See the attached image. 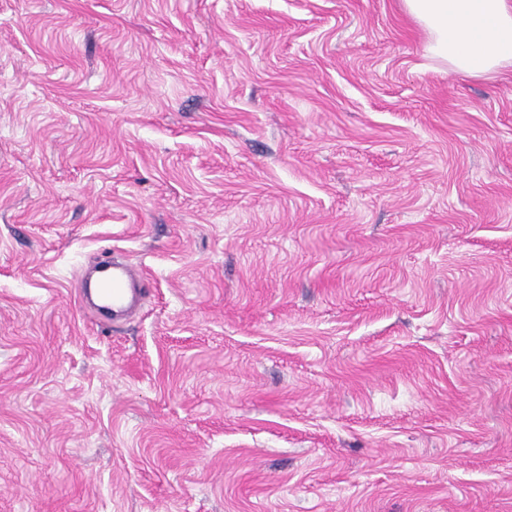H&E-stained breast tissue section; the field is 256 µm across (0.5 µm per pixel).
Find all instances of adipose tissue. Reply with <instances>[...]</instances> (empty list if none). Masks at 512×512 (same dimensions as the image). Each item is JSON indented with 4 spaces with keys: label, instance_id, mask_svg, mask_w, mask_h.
Here are the masks:
<instances>
[{
    "label": "adipose tissue",
    "instance_id": "ef3b65f1",
    "mask_svg": "<svg viewBox=\"0 0 512 512\" xmlns=\"http://www.w3.org/2000/svg\"><path fill=\"white\" fill-rule=\"evenodd\" d=\"M429 35L428 52L452 71L489 75L512 66V0H402Z\"/></svg>",
    "mask_w": 512,
    "mask_h": 512
}]
</instances>
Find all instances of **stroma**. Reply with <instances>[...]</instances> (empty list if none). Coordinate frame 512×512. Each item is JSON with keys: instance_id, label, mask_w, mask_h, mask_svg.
<instances>
[{"instance_id": "stroma-1", "label": "stroma", "mask_w": 512, "mask_h": 512, "mask_svg": "<svg viewBox=\"0 0 512 512\" xmlns=\"http://www.w3.org/2000/svg\"><path fill=\"white\" fill-rule=\"evenodd\" d=\"M401 0H0V512H512V67ZM146 292L100 326L102 250Z\"/></svg>"}]
</instances>
